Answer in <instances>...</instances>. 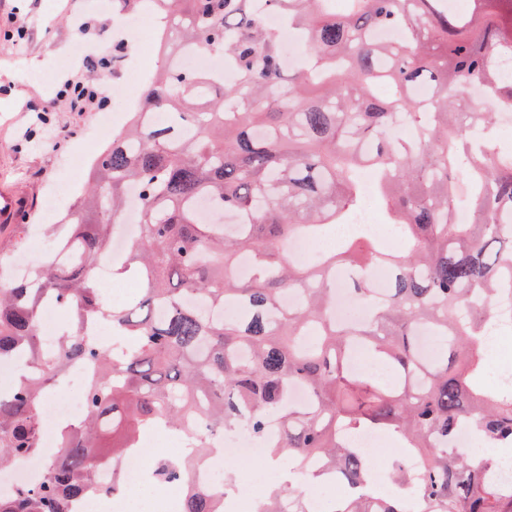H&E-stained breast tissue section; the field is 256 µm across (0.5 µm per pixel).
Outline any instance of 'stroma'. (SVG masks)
I'll return each mask as SVG.
<instances>
[{
	"label": "stroma",
	"mask_w": 512,
	"mask_h": 512,
	"mask_svg": "<svg viewBox=\"0 0 512 512\" xmlns=\"http://www.w3.org/2000/svg\"><path fill=\"white\" fill-rule=\"evenodd\" d=\"M28 25L34 33L17 47L0 44V185L16 190L23 206L11 224H0V271L33 257L35 248L55 238L54 217L47 199L54 189L70 185L63 203L82 193L70 163L75 152L92 154L100 121L96 112H75L59 99L67 79L97 81L88 71L87 58L108 61L116 41V15L110 0H0V21ZM51 106L48 122H41L33 106ZM74 135L56 143L58 129ZM263 480L304 493L317 492L327 504L340 492L296 476L288 457L259 460Z\"/></svg>",
	"instance_id": "35a3bbf8"
}]
</instances>
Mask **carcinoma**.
Listing matches in <instances>:
<instances>
[{
	"label": "carcinoma",
	"mask_w": 512,
	"mask_h": 512,
	"mask_svg": "<svg viewBox=\"0 0 512 512\" xmlns=\"http://www.w3.org/2000/svg\"><path fill=\"white\" fill-rule=\"evenodd\" d=\"M472 3L461 13L448 0H346L338 12L336 0H148L169 20L163 64L91 160L87 191L62 218V257L22 281L0 280V360L25 364L0 394L1 462L40 453L39 409L66 365L97 368L86 420L64 426L41 481L0 495V512H71L74 500L105 490L96 468L139 451L160 425L187 430L194 414L205 418L190 433L199 454L215 451L216 431L243 423L260 439L279 424L270 457L286 451L306 472L320 456L356 488L333 512H512L497 459L456 445L467 428L512 448V392L482 381L486 326L512 327V149L477 142L493 112L472 102L478 91L494 112H512V0ZM266 13L279 26L266 25ZM290 29L305 58L291 72L282 54ZM390 31L399 42L380 39ZM189 43L223 54L234 81L181 67ZM365 169L397 245L354 232L316 263L295 262L293 239L356 227ZM131 199L142 232L112 268L141 291L111 307L98 267ZM461 208L465 224L455 222ZM244 254L248 278L236 270ZM340 265L362 270L354 291L372 313L359 324L331 315ZM375 266L392 272L382 297ZM291 292L303 301L287 309ZM48 299L66 322L51 354L40 342ZM226 304L236 317L210 315ZM101 322L122 340L113 352L92 332ZM423 326L444 347L429 365L419 355ZM355 344L392 368L396 390L349 369ZM298 384L304 405L287 402ZM366 429L400 441L385 497L349 438ZM190 473L187 459L152 471L163 484H188ZM223 498L192 487L183 512H221ZM283 498L288 512H306L286 492L264 512H282Z\"/></svg>",
	"instance_id": "1"
}]
</instances>
